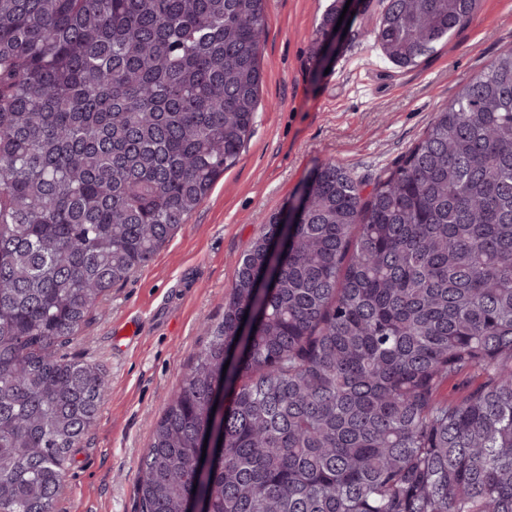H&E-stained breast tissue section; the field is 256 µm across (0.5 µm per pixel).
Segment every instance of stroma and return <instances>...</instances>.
I'll list each match as a JSON object with an SVG mask.
<instances>
[{"instance_id":"stroma-1","label":"stroma","mask_w":512,"mask_h":512,"mask_svg":"<svg viewBox=\"0 0 512 512\" xmlns=\"http://www.w3.org/2000/svg\"><path fill=\"white\" fill-rule=\"evenodd\" d=\"M333 0H268L264 82L254 132L152 262L112 289L69 345L109 390L69 466L54 512H140L137 474L152 428L221 320L238 263L323 163L372 181L393 167L460 85L512 47V0H482L469 23L417 65L388 61L371 12L335 44L312 46ZM141 335L115 340L128 317Z\"/></svg>"}]
</instances>
